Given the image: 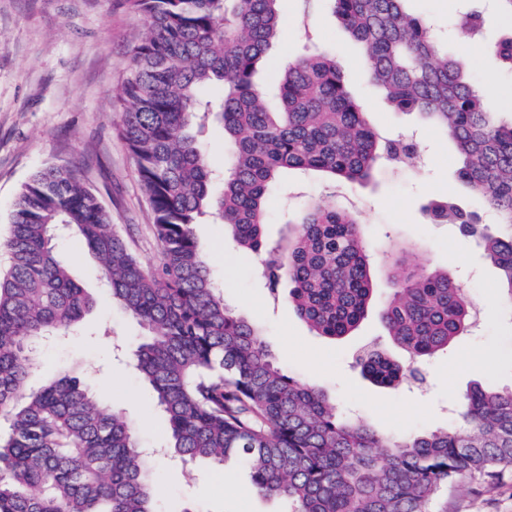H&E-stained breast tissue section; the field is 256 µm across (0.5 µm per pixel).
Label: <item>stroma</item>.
<instances>
[{
	"mask_svg": "<svg viewBox=\"0 0 512 512\" xmlns=\"http://www.w3.org/2000/svg\"><path fill=\"white\" fill-rule=\"evenodd\" d=\"M460 5V0H411L409 8L430 18L437 34L447 38L449 53L481 83L495 69L489 47L512 27V18L489 11L482 39H455L449 37L447 24ZM276 8L281 35L260 84L274 88L282 61L301 54L305 39H312L334 58L373 122L392 134L414 135L425 162L383 172L364 186L331 184L314 174L302 183L289 175L294 193L285 201L271 195L267 203L269 243L287 235L288 212L307 199L325 205L354 200L373 250L406 243L408 261L417 271L448 270L475 303L479 327L459 337L448 351L419 362L422 379L417 386L383 389L362 375L355 364L357 351L375 341L395 359L403 361L407 355L393 345L377 306L351 336L336 342L317 336L296 315L287 285H280L274 297L263 287L258 279L263 255L225 241L221 225L198 224L194 232L208 254L211 274L223 284L225 302L262 328L280 366L303 384L324 390L342 415L393 435L449 425L459 398L471 386L512 385V323L504 315L507 302L496 289V268L455 226L428 223L423 210L432 198L453 196L473 207L478 201L457 179V159L447 138L417 128L411 117L385 107L368 79L361 45L334 18L328 0L311 10L302 0H277ZM143 29V19L129 12L125 0H0V238L31 175L50 165H73L110 213L113 230L143 265L160 263L162 249L153 234L149 203L120 135L121 108L113 100ZM57 250L98 304L85 319L83 335L41 345L42 369L32 384L72 360H85L90 367L86 382L93 390L105 396L122 393L120 405L132 424L150 420V427L138 433L141 446L161 447L165 423L151 389L130 364L143 329L102 303V268L81 240L61 237ZM154 471L159 479L157 512H183L187 507L194 512L280 509L276 500L249 491V476L237 465L220 469L204 461L185 465L172 459ZM446 507L447 512H512V468H505L491 485L455 480Z\"/></svg>",
	"mask_w": 512,
	"mask_h": 512,
	"instance_id": "stroma-1",
	"label": "stroma"
}]
</instances>
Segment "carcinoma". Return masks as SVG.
I'll return each instance as SVG.
<instances>
[{
    "instance_id": "carcinoma-1",
    "label": "carcinoma",
    "mask_w": 512,
    "mask_h": 512,
    "mask_svg": "<svg viewBox=\"0 0 512 512\" xmlns=\"http://www.w3.org/2000/svg\"><path fill=\"white\" fill-rule=\"evenodd\" d=\"M275 2L126 0L146 32L118 90L121 136L150 204L158 267H145L112 231L75 167H45L23 185L0 268V512H155L157 479L134 426L86 386L83 365L29 386L36 348L78 331L96 305L56 251V238L70 234L100 262L108 301L148 333L133 367L156 394L173 455L243 465L283 512H436L456 478L494 481L512 466V387L473 386L453 426L383 434L290 376L260 327L224 302L194 234L206 216L238 247L265 254V285L275 292L287 281L288 301L312 331L330 340L351 334L374 296L357 214L310 201L288 218L297 225L288 244L273 247L268 195L290 170L363 183L382 166L417 159V144L371 123L325 51L286 60L272 110L256 73L280 34ZM329 2L388 106L453 144L457 177L481 208L449 197L431 201L428 214L477 241L512 302V119L487 107L446 42L406 10L408 0ZM485 16L483 0H466L452 26L480 35ZM492 52L512 74V34ZM213 118L236 145L221 195L202 147ZM387 277L393 292L380 318L410 360L448 349L470 329L474 304L448 270L421 273L400 255ZM357 363L380 387L419 379L377 345Z\"/></svg>"
}]
</instances>
